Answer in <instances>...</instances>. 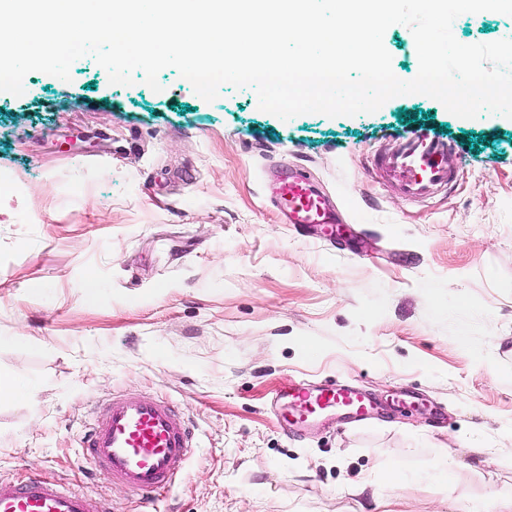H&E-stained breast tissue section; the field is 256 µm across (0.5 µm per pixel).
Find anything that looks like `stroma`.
Wrapping results in <instances>:
<instances>
[{"mask_svg": "<svg viewBox=\"0 0 512 512\" xmlns=\"http://www.w3.org/2000/svg\"><path fill=\"white\" fill-rule=\"evenodd\" d=\"M463 44L512 16L460 15ZM394 74L419 70L390 26ZM34 71L0 92V479L137 497L79 456L115 396L173 403L197 449L153 512H502L512 497V119H462L424 95L373 114L282 121L252 89L199 97L176 69L154 92ZM430 128L454 149L451 193L408 202L374 155ZM331 196L332 240L281 223L274 166ZM289 381L353 383L380 411L291 431ZM450 482H442L441 470Z\"/></svg>", "mask_w": 512, "mask_h": 512, "instance_id": "obj_1", "label": "stroma"}]
</instances>
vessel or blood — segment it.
<instances>
[{"label":"vessel or blood","mask_w":512,"mask_h":512,"mask_svg":"<svg viewBox=\"0 0 512 512\" xmlns=\"http://www.w3.org/2000/svg\"><path fill=\"white\" fill-rule=\"evenodd\" d=\"M374 171L398 196L418 202L452 187L457 171L447 140L417 130L398 135L394 149L375 158ZM268 198L287 224L326 225L336 211L298 171L283 169ZM377 401L354 385L293 382L270 404L278 421L304 429L334 413L350 421L373 415ZM80 448L92 472L107 476L152 505L153 495L172 484L193 456L196 445L184 420L170 404L135 394L113 397L86 426ZM0 512H111L86 490H66L38 478L0 481Z\"/></svg>","instance_id":"1"}]
</instances>
